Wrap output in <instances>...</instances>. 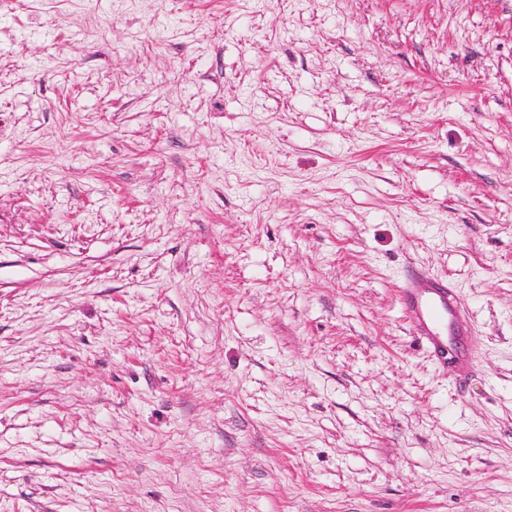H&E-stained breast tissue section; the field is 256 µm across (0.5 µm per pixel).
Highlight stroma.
Here are the masks:
<instances>
[{
    "mask_svg": "<svg viewBox=\"0 0 512 512\" xmlns=\"http://www.w3.org/2000/svg\"><path fill=\"white\" fill-rule=\"evenodd\" d=\"M0 512H512V0H0ZM400 288L414 336L445 365L449 347L454 352L461 383L469 365L464 336L471 328L455 291L448 282L421 270H412Z\"/></svg>",
    "mask_w": 512,
    "mask_h": 512,
    "instance_id": "1",
    "label": "stroma"
}]
</instances>
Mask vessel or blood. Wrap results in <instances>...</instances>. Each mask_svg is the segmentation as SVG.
<instances>
[{
  "instance_id": "vessel-or-blood-1",
  "label": "vessel or blood",
  "mask_w": 512,
  "mask_h": 512,
  "mask_svg": "<svg viewBox=\"0 0 512 512\" xmlns=\"http://www.w3.org/2000/svg\"><path fill=\"white\" fill-rule=\"evenodd\" d=\"M401 288L417 340L431 349L439 360L454 358L459 372H466L469 359L465 338L470 324L450 284L414 270Z\"/></svg>"
}]
</instances>
